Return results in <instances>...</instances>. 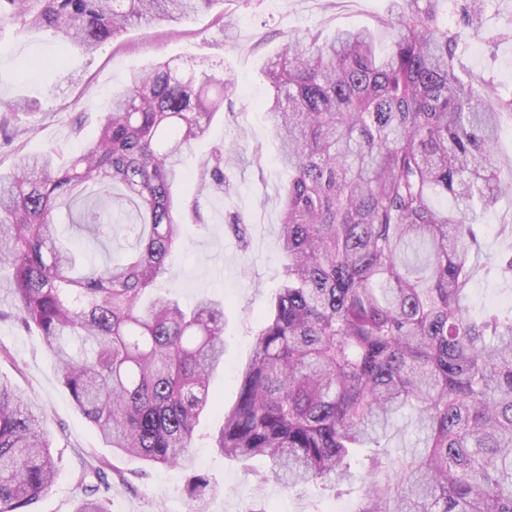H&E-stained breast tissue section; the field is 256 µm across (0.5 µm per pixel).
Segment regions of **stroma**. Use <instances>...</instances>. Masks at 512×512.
Listing matches in <instances>:
<instances>
[{
	"instance_id": "35a3bbf8",
	"label": "stroma",
	"mask_w": 512,
	"mask_h": 512,
	"mask_svg": "<svg viewBox=\"0 0 512 512\" xmlns=\"http://www.w3.org/2000/svg\"><path fill=\"white\" fill-rule=\"evenodd\" d=\"M387 5L388 0H225L223 10L234 22L232 36L219 29L214 12L205 11L179 23L132 27L94 55L71 53L64 65L58 62V42L51 32L23 30L9 22L0 27V99H20L32 106L31 111L13 114L12 142L0 140L4 171L20 158L52 149L67 156L83 152L98 131L100 109L123 89L131 71L156 61L172 58L212 78H232L237 86L187 161L188 172H195L210 143L224 142L238 157L226 171L233 188L222 196L202 198V223L184 225L185 247L172 274L159 282L187 304L203 294L224 300V370L210 384L211 407L199 423L187 465L152 466L106 446L61 385L41 335L17 322L9 300L0 301V346L12 355L11 360L0 359V376L35 399L55 436L57 475L32 512H72L82 495L77 473L82 462L93 459L113 466L110 512H192L194 504L185 488L194 473L207 476L220 489L209 500L207 512H355L367 477L355 475L338 495L311 485L287 490L256 479V472L267 468L264 459L241 467L210 448L209 436L220 427L225 408L237 399V368L248 359L258 315L269 306L282 279L277 224L287 174L276 161L263 66L291 28L329 35L368 26L376 29L380 44H388L389 36L378 23ZM470 48V41L462 40L464 67L492 81L497 95L512 96V79L503 77L504 70L512 68V39L484 46L478 57ZM235 215L249 227L250 252L240 251L227 228ZM478 221V245L469 257L477 274L463 300L475 318L490 307L512 309V283L482 274L502 253L512 251V191L502 194ZM65 234L96 265L128 253L132 243L121 231L101 243L71 228ZM412 421V414L403 412L387 433L384 444L393 470H400L417 448Z\"/></svg>"
}]
</instances>
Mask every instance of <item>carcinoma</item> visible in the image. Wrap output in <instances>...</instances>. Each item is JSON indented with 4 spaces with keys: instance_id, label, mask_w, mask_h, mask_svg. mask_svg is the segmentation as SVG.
<instances>
[{
    "instance_id": "obj_1",
    "label": "carcinoma",
    "mask_w": 512,
    "mask_h": 512,
    "mask_svg": "<svg viewBox=\"0 0 512 512\" xmlns=\"http://www.w3.org/2000/svg\"><path fill=\"white\" fill-rule=\"evenodd\" d=\"M219 0H0V24L49 29L62 53L91 55L129 28L181 22ZM440 0H390L377 51L369 27L284 33L268 59L269 118L288 170L279 243L284 276L238 370V397L211 435L225 458L262 456L290 490L337 489L362 465L381 467L393 415L412 410L420 452L396 481L373 480L355 512H512V311L471 317L461 305L475 208L500 181L497 131L512 98L458 64L460 35ZM487 0H450L472 39ZM235 82L178 74L172 61L133 72L112 94L80 154L53 152L0 172V295L36 327L77 409L109 447L150 465L189 458L224 366V303L188 309L153 293L184 246L198 201L176 195L182 156L208 135ZM25 102L0 100V133ZM224 143L196 170L199 196L230 191ZM95 201L73 211L87 188ZM439 199L451 208L437 206ZM95 239L123 227L132 252L86 269L59 239L56 217ZM248 251L247 225L229 224ZM512 277V256L487 268ZM52 434L34 400L0 379V512H30L55 476ZM73 512H109L105 464L77 474ZM195 512L220 490L188 480Z\"/></svg>"
}]
</instances>
